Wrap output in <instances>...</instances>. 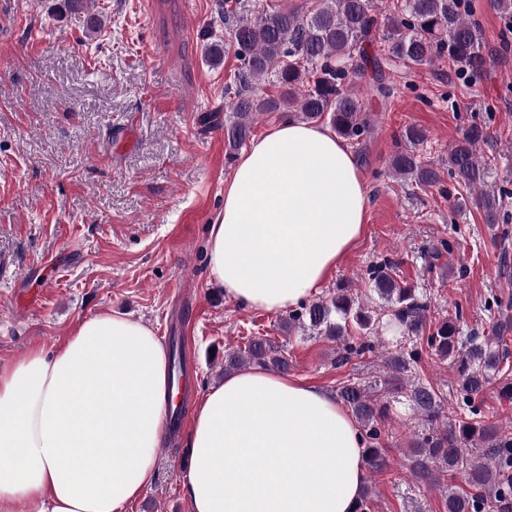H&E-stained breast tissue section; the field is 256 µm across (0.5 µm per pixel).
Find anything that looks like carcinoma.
<instances>
[{
    "instance_id": "1",
    "label": "carcinoma",
    "mask_w": 512,
    "mask_h": 512,
    "mask_svg": "<svg viewBox=\"0 0 512 512\" xmlns=\"http://www.w3.org/2000/svg\"><path fill=\"white\" fill-rule=\"evenodd\" d=\"M220 8L228 17L229 43L210 41L206 33L203 39L210 63L219 64L228 46L240 62L234 85L225 88L230 98L224 136L231 150L245 143L260 112H293L306 122L326 116L336 135L361 141L370 125L356 88L367 82L385 101L394 95L380 59L367 52L379 30L383 55L409 68L446 62L460 75L484 70L483 34L466 0H396L382 22L373 14L374 0H311L300 12L279 6L261 10L255 0H223ZM266 84L280 88L279 95L260 94ZM401 138L403 146L389 159L393 176L426 188L441 183L444 169L466 190L484 186L487 162L478 146L488 138L486 127L469 125L437 167L424 163L418 153L428 142L420 128L405 127ZM470 202L487 223H496L495 196L482 192ZM368 280L384 301L378 312L340 285L289 311L286 318L290 329L315 330L335 341L338 367L372 353L371 337L379 331L399 330L400 336L388 343L385 378L371 386L351 377L337 388V399L360 424L367 468L387 467L381 448L386 421L392 404H404L419 420L411 438L410 471L426 486L442 489L446 512H512V432L492 422L483 406L487 388L509 371L505 337H462L459 314L439 320L427 332L428 304L398 279L397 266L388 259L369 267ZM424 352L456 368L460 413L453 417L440 392L416 377ZM251 363L288 370L282 351L255 337L225 356L224 371ZM458 477L465 486L456 485Z\"/></svg>"
}]
</instances>
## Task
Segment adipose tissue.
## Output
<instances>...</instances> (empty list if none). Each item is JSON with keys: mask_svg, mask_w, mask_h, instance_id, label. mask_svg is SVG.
Masks as SVG:
<instances>
[{"mask_svg": "<svg viewBox=\"0 0 512 512\" xmlns=\"http://www.w3.org/2000/svg\"><path fill=\"white\" fill-rule=\"evenodd\" d=\"M368 202L335 133L281 122L224 187L208 231L211 283L243 307L298 306L358 240ZM167 370L154 329L116 312L0 364V512H123L158 476ZM189 448L191 512H354L366 486L351 414L325 390L260 368L205 392Z\"/></svg>", "mask_w": 512, "mask_h": 512, "instance_id": "1", "label": "adipose tissue"}]
</instances>
